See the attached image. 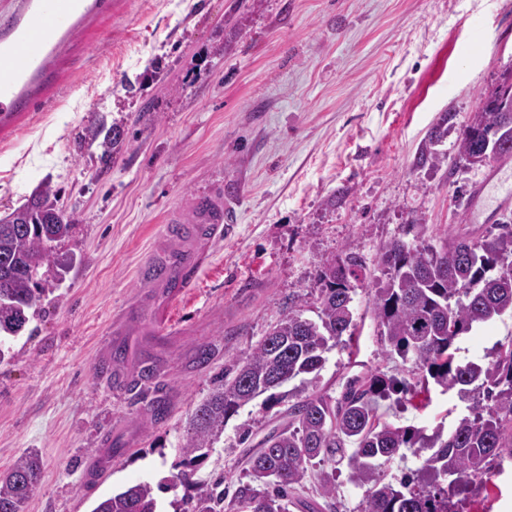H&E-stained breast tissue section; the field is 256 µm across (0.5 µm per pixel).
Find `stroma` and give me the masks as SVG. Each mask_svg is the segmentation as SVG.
<instances>
[{
  "label": "stroma",
  "instance_id": "1",
  "mask_svg": "<svg viewBox=\"0 0 512 512\" xmlns=\"http://www.w3.org/2000/svg\"><path fill=\"white\" fill-rule=\"evenodd\" d=\"M511 66L512 0H112L89 21L61 51L48 109L0 128V216L47 181L74 218L58 246L72 260L63 282L0 360V472L24 452L42 458L25 512H91L112 491L171 476L224 366L245 360L289 307L315 318L328 257L353 254L375 271L380 246L415 216L430 236L493 232L461 221L485 167L457 170L452 159L460 128ZM448 111L447 161L416 166ZM99 117L124 133L107 168L100 148L82 144ZM203 191L224 196L234 221L171 303L137 270L182 248L173 228L193 221ZM370 299L357 281L358 344L332 347L313 390L336 397L353 378L406 377L411 390L388 421L453 426L466 401L387 357ZM511 338L506 316L465 334L456 357L488 363ZM120 343L128 372L159 360L164 420L116 390ZM202 344L218 351L192 367ZM287 408L260 398L240 408L194 481L223 477L233 495L246 481L240 430L261 442ZM296 494L318 512L364 510L342 466L335 499L320 497L312 470Z\"/></svg>",
  "mask_w": 512,
  "mask_h": 512
}]
</instances>
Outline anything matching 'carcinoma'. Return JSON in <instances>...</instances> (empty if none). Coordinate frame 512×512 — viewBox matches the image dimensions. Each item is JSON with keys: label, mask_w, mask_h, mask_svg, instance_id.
<instances>
[{"label": "carcinoma", "mask_w": 512, "mask_h": 512, "mask_svg": "<svg viewBox=\"0 0 512 512\" xmlns=\"http://www.w3.org/2000/svg\"><path fill=\"white\" fill-rule=\"evenodd\" d=\"M122 127L99 119L89 130L90 143L101 149L100 161L112 163L120 151ZM490 159L512 158V67L497 86L481 96L473 118L460 129L455 167L474 164L482 148ZM447 160L432 147L417 158L420 167ZM71 217L58 207L57 192L45 184L18 209L0 218V333L18 336L28 311L41 305L46 288L41 271L69 263L59 260L56 244L69 237ZM479 238L446 235L408 240V232L379 249L378 274L369 275L372 311L388 356L411 361L423 381L469 401L467 414L444 431L430 434L398 426L378 414L379 403L409 391L393 375H371L347 383L338 398L314 392L288 406V422L272 432L246 460L242 486L230 508L234 512H311L290 493L308 469L319 464L344 465L350 481L365 489L364 512H463L466 503L487 491L483 476L503 471L512 461V340L500 343L494 360L483 366L455 356L460 336L473 326L512 316V224ZM366 276L353 254L332 257L316 272L317 319L289 310L255 345L232 373L195 408L182 450L185 470L157 486L139 482L102 497L91 512H159L155 489L176 490L194 484L192 464L208 455L227 418L258 398L253 385L284 372L288 380L318 378L332 345L348 337L357 341L359 324L350 280ZM151 417L163 420L166 398L148 404ZM420 467L393 482L383 466L408 455L421 456ZM42 462L29 451L0 474V512H23L36 488ZM175 512H224V489L216 482L182 498Z\"/></svg>", "instance_id": "1"}]
</instances>
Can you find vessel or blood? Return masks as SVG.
I'll return each instance as SVG.
<instances>
[{
	"label": "vessel or blood",
	"instance_id": "b4317fda",
	"mask_svg": "<svg viewBox=\"0 0 512 512\" xmlns=\"http://www.w3.org/2000/svg\"><path fill=\"white\" fill-rule=\"evenodd\" d=\"M108 7V0H28L23 12L0 19L1 126L10 125L22 113L37 111L54 78L60 45ZM492 193L500 202L512 201V168L507 163H500L473 188L464 223H477ZM208 205L191 227L199 241L197 250L173 252L162 264L151 260L144 264L143 278L161 285L169 298H177L187 288L191 272L202 267L210 247L224 235L226 208L214 199Z\"/></svg>",
	"mask_w": 512,
	"mask_h": 512
}]
</instances>
